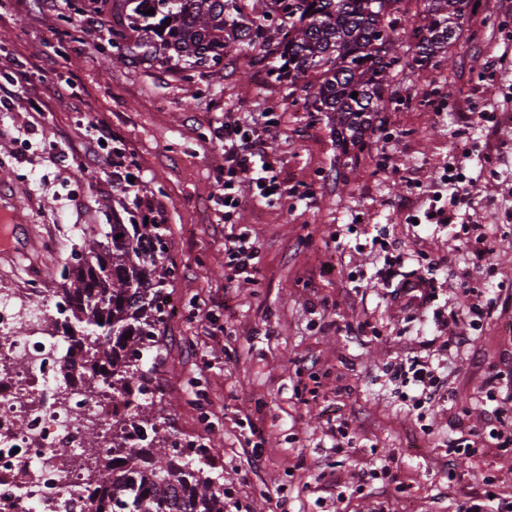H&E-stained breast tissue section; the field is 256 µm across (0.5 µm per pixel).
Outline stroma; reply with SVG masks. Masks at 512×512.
<instances>
[{"label": "stroma", "instance_id": "1", "mask_svg": "<svg viewBox=\"0 0 512 512\" xmlns=\"http://www.w3.org/2000/svg\"><path fill=\"white\" fill-rule=\"evenodd\" d=\"M87 15L103 29L79 32ZM125 25L111 0H66L60 12L0 0V64L23 88L0 109V225L26 226L25 251L0 256V289L55 298L60 271L111 223L112 170L87 155L89 122H105L146 199L164 207L162 272L179 307L153 380L166 426L207 448L240 512H457L487 489L512 495V450L448 466L449 440L485 424L486 372L512 371V303L499 296L512 292V55L503 54L512 0H479L450 63L399 76L353 161L324 113L305 111L235 53L176 75L130 59L108 68L112 32ZM228 116L265 129L290 189L263 199L241 183L230 223L214 201L224 181L215 133ZM460 164L469 181L458 214L493 249L477 273L462 241L411 221L442 168ZM378 232L406 269L422 252L447 258L430 312L388 294L377 275L384 256L370 244ZM240 233L258 248V272L231 282L224 238ZM466 273L492 306L478 331ZM452 336L471 344L449 348ZM416 356L439 365L448 390L420 413L406 403L413 385L391 369ZM339 420L354 438L341 451L327 435ZM390 457L399 486L360 485L362 465Z\"/></svg>", "mask_w": 512, "mask_h": 512}]
</instances>
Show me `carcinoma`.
<instances>
[{
  "label": "carcinoma",
  "instance_id": "carcinoma-1",
  "mask_svg": "<svg viewBox=\"0 0 512 512\" xmlns=\"http://www.w3.org/2000/svg\"><path fill=\"white\" fill-rule=\"evenodd\" d=\"M115 0L127 28L112 31L117 59L137 58L174 72L212 68L234 51L288 89L293 101L323 112L342 145L363 151L364 131L396 95H385L405 68L435 69L462 36L473 0ZM152 9L154 14L145 11ZM146 30L154 38L130 42ZM357 97H351V94ZM123 215H112L104 240L83 261L61 272L68 280L63 335L85 345L88 377L126 399L140 425L129 440L126 418L113 415L112 448L95 462L98 512H224V486L207 475V449L187 458L146 401L144 353L156 347L166 323L165 285L157 269L166 259L163 221L149 217L130 194L137 179L122 176ZM121 238H116V235Z\"/></svg>",
  "mask_w": 512,
  "mask_h": 512
}]
</instances>
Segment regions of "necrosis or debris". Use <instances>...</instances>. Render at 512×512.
I'll return each instance as SVG.
<instances>
[{
    "label": "necrosis or debris",
    "mask_w": 512,
    "mask_h": 512,
    "mask_svg": "<svg viewBox=\"0 0 512 512\" xmlns=\"http://www.w3.org/2000/svg\"><path fill=\"white\" fill-rule=\"evenodd\" d=\"M64 300L37 289L0 292V512H95L86 491L87 429L125 410L124 398L88 388L84 353L62 335Z\"/></svg>",
    "instance_id": "obj_1"
}]
</instances>
